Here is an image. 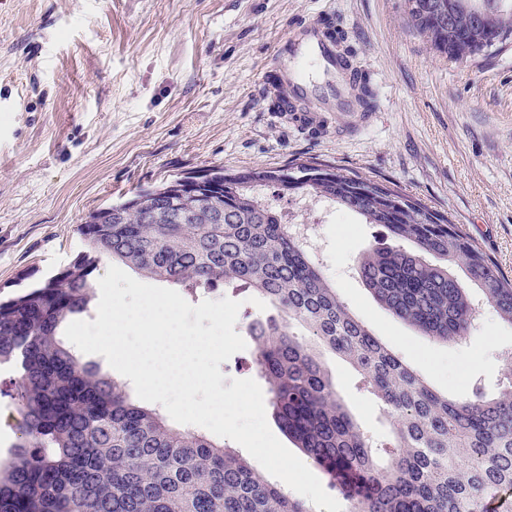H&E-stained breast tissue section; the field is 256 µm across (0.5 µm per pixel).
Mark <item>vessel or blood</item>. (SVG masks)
Listing matches in <instances>:
<instances>
[{"instance_id":"1","label":"vessel or blood","mask_w":512,"mask_h":512,"mask_svg":"<svg viewBox=\"0 0 512 512\" xmlns=\"http://www.w3.org/2000/svg\"><path fill=\"white\" fill-rule=\"evenodd\" d=\"M329 31L321 20L297 22L274 56L281 88L292 105L301 107V120L312 126L323 113H336L345 123L361 109L354 88L358 68L344 59Z\"/></svg>"}]
</instances>
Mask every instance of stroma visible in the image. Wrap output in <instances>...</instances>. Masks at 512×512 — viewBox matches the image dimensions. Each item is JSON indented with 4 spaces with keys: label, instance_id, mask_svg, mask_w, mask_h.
<instances>
[{
    "label": "stroma",
    "instance_id": "stroma-1",
    "mask_svg": "<svg viewBox=\"0 0 512 512\" xmlns=\"http://www.w3.org/2000/svg\"><path fill=\"white\" fill-rule=\"evenodd\" d=\"M337 22L377 89L372 112L319 128L273 111L278 42L298 19ZM317 158L394 183L445 212L512 278V43L463 61L432 50L406 0H0V295L56 275L86 251L90 212L140 188L222 167L285 170ZM325 273L351 311L433 389L494 392L512 327L483 308L462 344L430 341L358 282L357 254L385 230L334 211ZM240 301L235 332L272 315ZM338 393L376 438L390 423L331 357ZM17 372L0 365V461L18 432Z\"/></svg>",
    "mask_w": 512,
    "mask_h": 512
}]
</instances>
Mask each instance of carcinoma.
Segmentation results:
<instances>
[{"label":"carcinoma","mask_w":512,"mask_h":512,"mask_svg":"<svg viewBox=\"0 0 512 512\" xmlns=\"http://www.w3.org/2000/svg\"><path fill=\"white\" fill-rule=\"evenodd\" d=\"M431 49L458 59L512 40V0H407ZM363 111L377 100L356 75ZM212 188L169 184L91 213L88 250L44 284L0 300V364L17 368L19 442L0 463V512H315L241 452L136 405L126 384L80 365L59 338L91 310L102 258L193 293L237 284L277 315L252 321L258 373L288 437L348 512H512V361L493 395L432 389L341 300L306 241L266 195L327 203L385 228L355 258L364 288L434 342L469 336L481 305L512 327V280L445 214L355 171L313 160L286 171L212 169ZM357 372L392 422L370 437L322 359Z\"/></svg>","instance_id":"1"}]
</instances>
